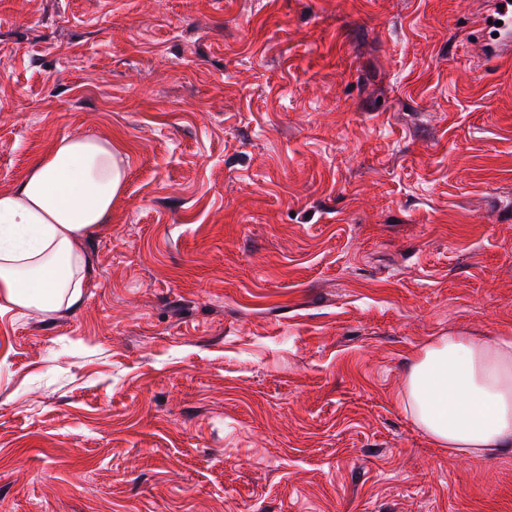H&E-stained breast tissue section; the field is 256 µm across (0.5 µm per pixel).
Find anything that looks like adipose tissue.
I'll return each instance as SVG.
<instances>
[{
	"instance_id": "1",
	"label": "adipose tissue",
	"mask_w": 512,
	"mask_h": 512,
	"mask_svg": "<svg viewBox=\"0 0 512 512\" xmlns=\"http://www.w3.org/2000/svg\"><path fill=\"white\" fill-rule=\"evenodd\" d=\"M125 169L109 140L65 137L0 192V300L52 311L76 303L91 266L78 238L112 216ZM399 401L437 447L461 456L512 448V336L451 333L415 351Z\"/></svg>"
}]
</instances>
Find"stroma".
Listing matches in <instances>:
<instances>
[{"label": "stroma", "mask_w": 512, "mask_h": 512, "mask_svg": "<svg viewBox=\"0 0 512 512\" xmlns=\"http://www.w3.org/2000/svg\"><path fill=\"white\" fill-rule=\"evenodd\" d=\"M490 0H0V191L111 140L78 303L0 312V512H512L398 401L512 336Z\"/></svg>", "instance_id": "stroma-1"}]
</instances>
